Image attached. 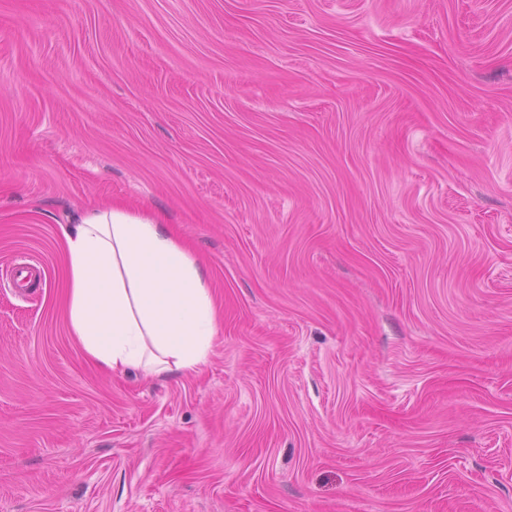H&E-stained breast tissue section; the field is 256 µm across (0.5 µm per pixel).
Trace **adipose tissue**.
I'll return each mask as SVG.
<instances>
[{
    "mask_svg": "<svg viewBox=\"0 0 512 512\" xmlns=\"http://www.w3.org/2000/svg\"><path fill=\"white\" fill-rule=\"evenodd\" d=\"M69 332L112 372L185 373L213 349L209 274L165 217L126 203L75 214L62 228Z\"/></svg>",
    "mask_w": 512,
    "mask_h": 512,
    "instance_id": "obj_1",
    "label": "adipose tissue"
}]
</instances>
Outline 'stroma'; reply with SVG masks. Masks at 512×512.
Masks as SVG:
<instances>
[{"instance_id":"1","label":"stroma","mask_w":512,"mask_h":512,"mask_svg":"<svg viewBox=\"0 0 512 512\" xmlns=\"http://www.w3.org/2000/svg\"><path fill=\"white\" fill-rule=\"evenodd\" d=\"M115 202L210 273L196 371L69 333ZM0 512H512V0H0Z\"/></svg>"}]
</instances>
